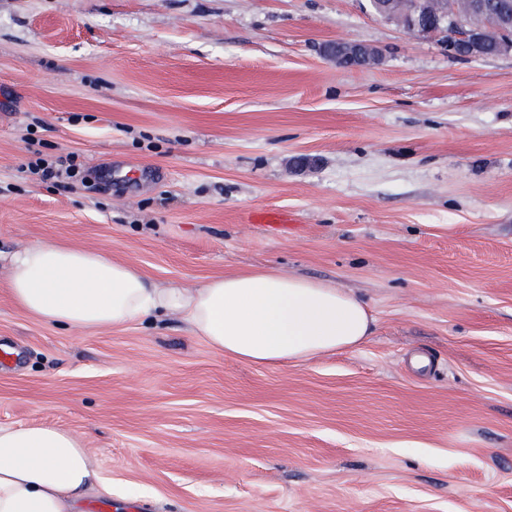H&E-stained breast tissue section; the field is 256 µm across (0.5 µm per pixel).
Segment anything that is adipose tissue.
I'll return each instance as SVG.
<instances>
[{"mask_svg":"<svg viewBox=\"0 0 512 512\" xmlns=\"http://www.w3.org/2000/svg\"><path fill=\"white\" fill-rule=\"evenodd\" d=\"M8 279L15 305L47 324L94 330L177 314L214 350L255 365L357 347L374 324L360 299L323 282L266 271L158 284L106 253L48 241L16 252ZM95 477L69 431L0 426V512H75Z\"/></svg>","mask_w":512,"mask_h":512,"instance_id":"1","label":"adipose tissue"}]
</instances>
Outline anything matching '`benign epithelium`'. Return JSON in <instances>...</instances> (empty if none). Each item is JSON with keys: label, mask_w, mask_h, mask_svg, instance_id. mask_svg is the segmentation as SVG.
Masks as SVG:
<instances>
[{"label": "benign epithelium", "mask_w": 512, "mask_h": 512, "mask_svg": "<svg viewBox=\"0 0 512 512\" xmlns=\"http://www.w3.org/2000/svg\"><path fill=\"white\" fill-rule=\"evenodd\" d=\"M390 19L402 29L422 36L436 35L448 52L457 59H472L479 56L481 28L462 29L458 22L444 14L423 21L412 14L399 11L390 13ZM496 27L501 34L498 54L512 52V10L498 7L495 13ZM325 56L339 67H361L363 62L373 65L379 59L378 49L368 44L340 42L325 48Z\"/></svg>", "instance_id": "7a95c632"}]
</instances>
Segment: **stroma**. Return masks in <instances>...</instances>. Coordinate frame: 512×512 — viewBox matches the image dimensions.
<instances>
[{
    "label": "stroma",
    "instance_id": "1",
    "mask_svg": "<svg viewBox=\"0 0 512 512\" xmlns=\"http://www.w3.org/2000/svg\"><path fill=\"white\" fill-rule=\"evenodd\" d=\"M36 150L89 186L27 176ZM46 240L158 283H329L374 330L259 366L176 315L52 327L7 284ZM4 350L0 426L70 431L112 486L80 512H512V53L451 58L365 0H0ZM336 44L340 47L336 48ZM325 56L339 67H363L364 58L370 66L379 59L378 49L368 44L336 42L325 48Z\"/></svg>",
    "mask_w": 512,
    "mask_h": 512
}]
</instances>
